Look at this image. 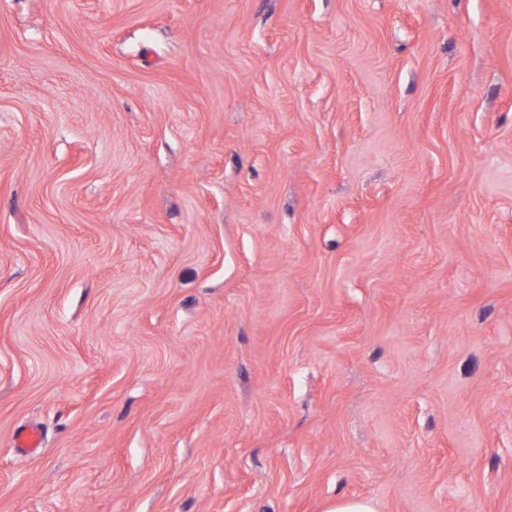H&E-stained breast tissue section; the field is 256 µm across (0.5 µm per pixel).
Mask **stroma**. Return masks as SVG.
Listing matches in <instances>:
<instances>
[{
  "mask_svg": "<svg viewBox=\"0 0 512 512\" xmlns=\"http://www.w3.org/2000/svg\"><path fill=\"white\" fill-rule=\"evenodd\" d=\"M339 498L512 512V0H0V512Z\"/></svg>",
  "mask_w": 512,
  "mask_h": 512,
  "instance_id": "stroma-1",
  "label": "stroma"
}]
</instances>
